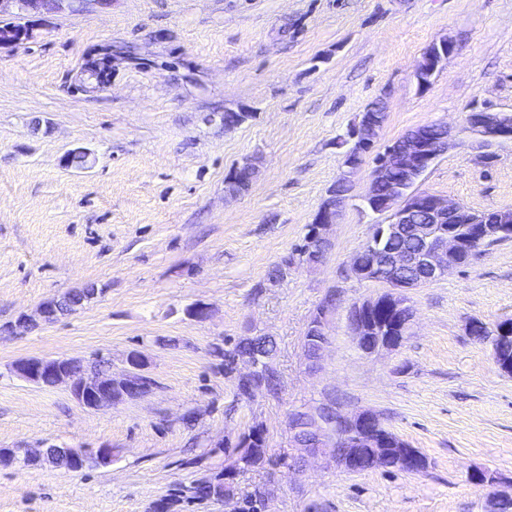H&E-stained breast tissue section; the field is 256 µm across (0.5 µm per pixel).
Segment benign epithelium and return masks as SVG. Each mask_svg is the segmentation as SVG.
<instances>
[{
	"label": "benign epithelium",
	"instance_id": "benign-epithelium-1",
	"mask_svg": "<svg viewBox=\"0 0 512 512\" xmlns=\"http://www.w3.org/2000/svg\"><path fill=\"white\" fill-rule=\"evenodd\" d=\"M63 0H0V20L7 21L23 16L33 18L50 6L60 7ZM32 37V28L25 25H10L0 31V46H18ZM453 42L443 37L433 43L416 64L418 83L427 86L453 52ZM381 124L380 117L361 114L343 138L347 151L343 166L344 181L353 184V177L365 163L377 142L373 136ZM466 126L486 149L502 142L512 141V114L473 111L467 115ZM441 137L434 140L422 131L407 135L404 147L396 151L389 148L373 162L369 187L362 201L373 213L385 217L382 233L393 239L401 232L411 213L424 209L432 222L419 227L421 247L417 250L384 247L374 250L369 264L362 261L363 250L357 249L350 258L349 269L365 282L381 284L385 290L369 298L349 305L347 319L358 348L368 356L398 349L408 335L413 314L408 304L407 292L434 283L448 275L451 270L465 264L474 245L494 237L504 224H512L511 209H495L479 216L462 203L432 194L418 193L392 176L401 159H407L420 173L425 172L435 160L457 145V137L448 125L436 124ZM389 185L390 196L377 207L373 205L379 187ZM350 196L328 194L314 219L310 233L311 252L320 264L333 248L331 228L338 223L342 209ZM58 299L43 302L36 313H22L17 327L29 328L41 321L48 322ZM383 306L390 307L395 315L400 332L397 336H384L378 327L371 326L368 319ZM332 307L325 308L317 320L309 326L310 335L316 337L317 345L303 344V353L309 367L316 369L331 342ZM128 369L121 375L112 374V365L102 368L97 362L74 358L30 357L15 362L13 371L22 379L49 387L64 386L80 405L101 410L125 401L142 398L151 393L153 377L145 372L146 361L138 352L127 357ZM377 413L360 411L348 413L332 402L323 401L301 411V418L288 416V434L292 447L299 453L301 465L305 466L319 458L328 457L345 470L355 472L353 458L356 450L364 445L380 448L391 439L381 435L372 426ZM53 452L64 454L71 469L78 472L94 462L99 466L112 463V448H70L56 445L41 448H0V468L10 469L18 465L34 466L42 463V457Z\"/></svg>",
	"mask_w": 512,
	"mask_h": 512
}]
</instances>
